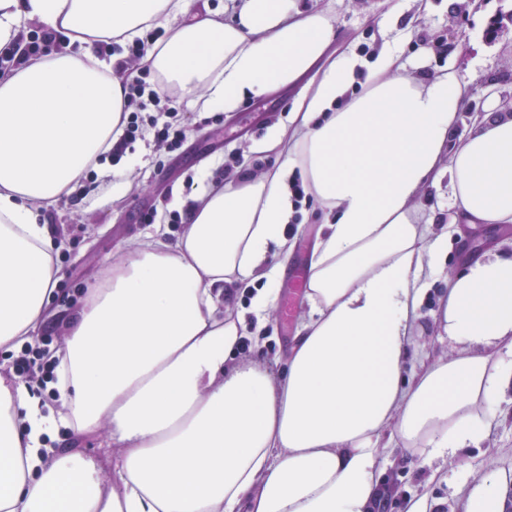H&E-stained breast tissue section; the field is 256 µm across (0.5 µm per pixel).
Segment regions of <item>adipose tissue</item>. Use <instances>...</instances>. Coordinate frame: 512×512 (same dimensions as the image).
I'll return each mask as SVG.
<instances>
[{"instance_id": "ef3b65f1", "label": "adipose tissue", "mask_w": 512, "mask_h": 512, "mask_svg": "<svg viewBox=\"0 0 512 512\" xmlns=\"http://www.w3.org/2000/svg\"><path fill=\"white\" fill-rule=\"evenodd\" d=\"M0 0V42L24 24L65 30L71 47L0 74V348L33 342L62 248L38 210L109 152L124 92L115 55L144 29L166 39L141 63L168 86L235 111L308 79L267 150L278 168L194 198L175 242L153 225L108 267L56 354L58 407L0 376V512H374L394 440L427 460L462 461L491 435L512 387V252L470 256L448 277L444 331L457 344L409 374L423 280L448 250L419 209L448 180L457 224L512 223V114L449 141L469 104L455 68L418 81L381 48L362 92L331 55L330 16L301 0ZM300 175L325 227L308 266V313L278 370L242 360L249 329L224 290L289 256V191ZM111 428V457L46 447L58 426ZM111 477H104V470ZM512 471L483 477L455 512H505Z\"/></svg>"}]
</instances>
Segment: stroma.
<instances>
[{
  "instance_id": "obj_1",
  "label": "stroma",
  "mask_w": 512,
  "mask_h": 512,
  "mask_svg": "<svg viewBox=\"0 0 512 512\" xmlns=\"http://www.w3.org/2000/svg\"><path fill=\"white\" fill-rule=\"evenodd\" d=\"M308 6L328 11L337 32L332 47L353 53L360 64L372 65V56L383 42L396 43L407 75L428 79L448 65H455L471 83L472 101L460 113L457 135L469 134L478 117L512 110V0H392L394 11L384 16L380 0H305ZM426 19L419 31L403 30L418 6ZM386 26H379V19ZM298 95L287 89L241 106L234 112H204L185 107L189 133L180 149L137 140L120 164L102 157L99 169H88L79 186L51 206L40 218L64 243L57 255L56 290L48 305L46 321L35 345L49 352L59 350L68 322L81 307L100 272L122 257L127 243L147 230L141 216L156 212V221L169 225L177 238L189 221L187 183L200 190L211 186L215 168L229 158L248 154L257 174L274 171L276 152L259 150L273 127L287 124ZM118 167L127 187L116 192L100 168ZM461 236L448 241V259L441 262L426 284L421 317L416 323L418 345H434L442 331L439 308L447 294L446 279L459 266L465 251L482 253L491 244L512 242V224H464ZM276 301L269 312L263 339L248 345L247 356L277 368L287 356L301 318L308 311L305 299L291 310L283 302L290 292L287 274L277 277ZM502 416L485 444L469 449L465 465L425 461L417 455L394 452L382 476L388 489L385 512H402L406 499L422 494L435 499V512H454L460 496L489 472L512 468V389L501 404Z\"/></svg>"
}]
</instances>
